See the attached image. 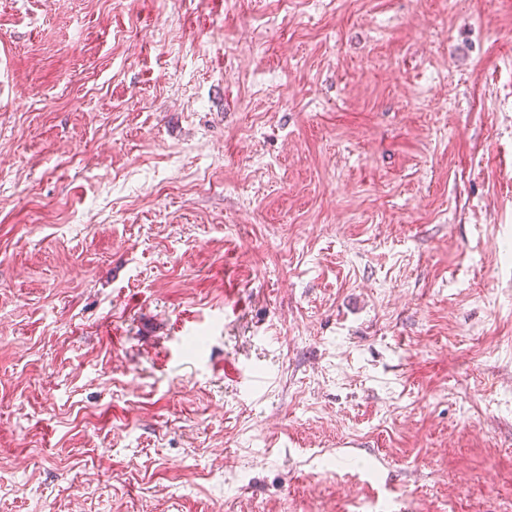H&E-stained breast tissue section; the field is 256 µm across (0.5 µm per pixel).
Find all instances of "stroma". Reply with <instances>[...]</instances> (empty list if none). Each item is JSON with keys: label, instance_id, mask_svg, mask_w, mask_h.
<instances>
[{"label": "stroma", "instance_id": "stroma-1", "mask_svg": "<svg viewBox=\"0 0 512 512\" xmlns=\"http://www.w3.org/2000/svg\"><path fill=\"white\" fill-rule=\"evenodd\" d=\"M0 512H512V0H0Z\"/></svg>", "mask_w": 512, "mask_h": 512}]
</instances>
